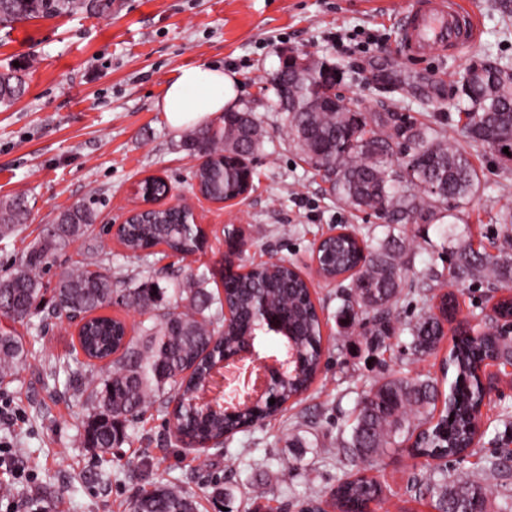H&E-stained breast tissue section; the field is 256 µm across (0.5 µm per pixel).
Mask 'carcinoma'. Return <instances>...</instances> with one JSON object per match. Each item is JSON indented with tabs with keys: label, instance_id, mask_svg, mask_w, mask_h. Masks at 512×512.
Wrapping results in <instances>:
<instances>
[{
	"label": "carcinoma",
	"instance_id": "1",
	"mask_svg": "<svg viewBox=\"0 0 512 512\" xmlns=\"http://www.w3.org/2000/svg\"><path fill=\"white\" fill-rule=\"evenodd\" d=\"M112 0H0V25L27 19L55 18L78 12L108 15ZM309 61L303 78L288 81L293 90L286 115V132L311 169L323 174L336 199L357 211H370L384 224H417L459 219V214L478 193L482 170L472 154L451 143L437 127L433 116L420 121L399 112H363L347 107L337 93L343 72L329 62ZM483 73L475 75L460 90L455 104L459 119L473 148L497 156L502 148L512 150V82L500 74L509 65L482 60ZM23 93L16 71L0 73V105L9 106ZM336 96V105H311L313 97ZM239 113H224V125L213 131L200 126L187 136L185 146L203 160L193 171L200 191L213 201L232 199L244 186L232 161H221L229 151L238 156L256 154L265 138L258 122H238ZM29 216L28 201L20 196L0 199V241L12 237ZM95 214L77 205L59 213L53 234L34 244L12 271L0 277V300L12 304L17 321L35 315L42 319L91 314L112 305L121 294L125 305L150 313L149 324H140L136 337L125 335L126 322L100 315L88 320L79 335V346L90 361V412L81 421L84 447L106 454L125 438L127 423L155 403L174 416L178 430L189 444L203 445L224 440L226 433L245 431L275 416L288 401L306 391L321 364L322 336L316 306L307 282L286 265L254 268L224 283V299L205 287L206 278L188 279L175 301L163 304V289L150 283L117 287L110 269H66L53 288L49 307L41 306L43 283L40 272L56 252L80 238H91ZM496 222L505 235L497 254L464 245L453 254L448 274L454 280H474L512 288V208L500 210ZM204 239L200 228L181 224L179 207L152 209L123 226L120 245L135 254L157 247L189 254ZM318 259L322 274L337 278L349 270L355 278L340 294L341 318L351 322L366 316L376 344L396 333L393 301L403 290L404 266L410 263V248L392 241L374 247L362 239L338 236L321 243ZM444 274L429 266L410 289L422 303L426 289ZM265 297L271 307L288 313V334L269 335L258 328L253 303ZM234 308V318L224 322V304ZM456 307L454 295L440 296V314L425 311L408 325L409 348L416 355L431 353L444 336L442 317ZM278 341L298 356V369L288 381L276 385L275 403H262L236 418L204 415L192 401L203 388L210 364L224 353L253 340L266 345ZM512 358V337L496 327L471 329L454 337L448 353L453 379L448 395L441 396L437 380L427 374L389 375L378 380L361 401L351 439L343 452L350 458L371 459L400 447V438L415 424L428 428L417 436L416 457L445 459L467 453L474 443V413L483 397L480 372L486 362ZM21 339L0 328V384L11 382L26 362ZM106 364L96 365L98 361ZM442 410H437L439 400ZM438 512H489L494 492L479 482L448 484L440 473L430 476ZM383 487L373 478L355 472L341 481L330 496L339 512H364L382 499ZM130 512H195L192 497L167 485H158L137 498Z\"/></svg>",
	"mask_w": 512,
	"mask_h": 512
}]
</instances>
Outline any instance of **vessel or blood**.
Returning a JSON list of instances; mask_svg holds the SVG:
<instances>
[{"instance_id": "1", "label": "vessel or blood", "mask_w": 512, "mask_h": 512, "mask_svg": "<svg viewBox=\"0 0 512 512\" xmlns=\"http://www.w3.org/2000/svg\"><path fill=\"white\" fill-rule=\"evenodd\" d=\"M478 36L475 15L460 0H414L402 18L401 50L410 59L461 51Z\"/></svg>"}]
</instances>
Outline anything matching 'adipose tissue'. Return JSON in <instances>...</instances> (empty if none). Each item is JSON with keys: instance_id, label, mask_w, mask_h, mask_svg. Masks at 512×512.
Wrapping results in <instances>:
<instances>
[{"instance_id": "ef3b65f1", "label": "adipose tissue", "mask_w": 512, "mask_h": 512, "mask_svg": "<svg viewBox=\"0 0 512 512\" xmlns=\"http://www.w3.org/2000/svg\"><path fill=\"white\" fill-rule=\"evenodd\" d=\"M238 99L234 74L197 64L179 68L167 83L158 107L172 129L220 125Z\"/></svg>"}]
</instances>
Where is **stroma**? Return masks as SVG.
Returning a JSON list of instances; mask_svg holds the SVG:
<instances>
[{"instance_id": "obj_1", "label": "stroma", "mask_w": 512, "mask_h": 512, "mask_svg": "<svg viewBox=\"0 0 512 512\" xmlns=\"http://www.w3.org/2000/svg\"><path fill=\"white\" fill-rule=\"evenodd\" d=\"M410 2L114 0L105 17L83 12L0 27V71L20 65L25 81L19 100L0 106V198L20 195L31 206L18 235L0 241V277L62 210L89 206L96 213L93 228L101 230L135 206V182L160 176L172 187L167 204L193 210L208 246L183 260L134 258L103 236L113 279L157 283L170 299L184 279L203 273L208 290L221 295L224 228L241 224L244 264L275 255L308 274L324 349L321 370L304 395L222 447H178L166 416L153 406L128 424L125 441L111 455L97 458L79 437L88 407L70 377L86 362L75 326L37 316L15 324L27 360L13 382L0 386V487L11 488L12 500L36 499L42 512H128L131 501L164 482L193 496L198 512H222L227 488L234 512H299L303 501L324 495L351 472L336 450L349 440L356 405L376 380L422 371L447 386L444 368L457 324L487 323L504 289L448 280L456 317L437 348L421 358L409 349L406 327L422 307L400 299L397 332L387 348L375 350L360 325L340 321V290L313 275V249L335 227L365 238L400 236L412 245L408 282L431 263L447 270L461 243L496 252L504 229L495 215L512 207V164L474 151L485 189L463 221L389 229L337 201L329 183L301 160L266 82L282 54L306 52L342 69L340 91L349 106L415 118L428 113L448 139L465 143L453 108L459 81L474 58L512 64V12L502 11L503 0H467L479 18L478 41L461 52L410 60L399 38ZM194 64L233 72L237 110L252 113L267 131L244 199L222 203L198 193L187 133L172 129L157 106L175 70ZM494 381L473 453L448 458L446 470L452 482L495 485L491 512H512V378L498 374ZM495 458L506 459L505 471L489 469ZM427 466L401 451L379 458L368 473L381 481L384 496L371 512H435L431 494L416 496L411 487Z\"/></svg>"}]
</instances>
